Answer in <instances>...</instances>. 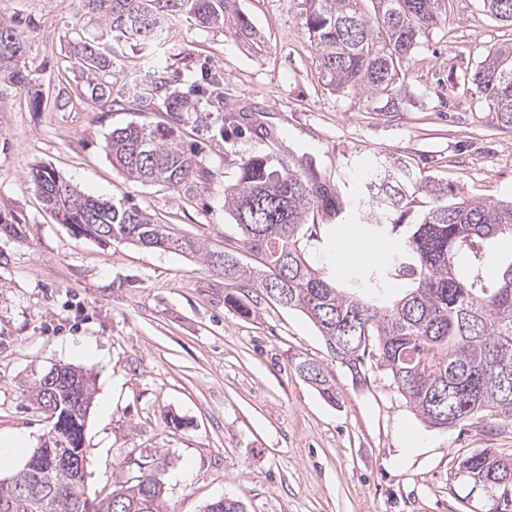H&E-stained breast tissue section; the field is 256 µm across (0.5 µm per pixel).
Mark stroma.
I'll list each match as a JSON object with an SVG mask.
<instances>
[{"mask_svg": "<svg viewBox=\"0 0 512 512\" xmlns=\"http://www.w3.org/2000/svg\"><path fill=\"white\" fill-rule=\"evenodd\" d=\"M445 5L446 21L421 34L386 98L324 84L302 0H224L220 26L179 15L149 48L126 45L104 77L68 50L77 33H100L78 0H0V22L24 32L19 63L35 76L23 88L0 74V213L15 227L0 230V433L39 447L48 422L28 387L72 364L112 403L106 415L92 406L85 426L89 496L144 464L164 468L168 512H202L223 497L247 512H512V494H488L459 471L485 448L512 454V423L430 427L383 369L353 379L301 312L261 299L240 317L224 305L237 284L203 258L74 235L28 179L34 166L53 168L81 193L136 206L220 253L237 234L224 188L239 163L284 157L351 203L339 220L315 215L318 238L305 251L346 285L351 267L329 260L346 224L368 246L398 247L370 229L367 186L384 160L490 201L512 197V128L464 81L491 47L512 42V26L482 0ZM150 59L168 91L186 97L179 135L211 174L189 191L132 181L106 153L112 129L169 119L163 105L124 99ZM101 82L122 110L99 106ZM81 339L99 358L71 351ZM301 359L331 373L335 403L296 373ZM416 434L428 447H406Z\"/></svg>", "mask_w": 512, "mask_h": 512, "instance_id": "stroma-1", "label": "stroma"}]
</instances>
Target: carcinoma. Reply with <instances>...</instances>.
<instances>
[{
	"label": "carcinoma",
	"mask_w": 512,
	"mask_h": 512,
	"mask_svg": "<svg viewBox=\"0 0 512 512\" xmlns=\"http://www.w3.org/2000/svg\"><path fill=\"white\" fill-rule=\"evenodd\" d=\"M105 33L73 42L71 53L88 71L106 72L131 41L160 40L166 22L189 11L204 23L224 19V0H82ZM443 0H304L305 25L326 86L338 92L389 93L408 63L422 30L438 24ZM494 19L512 24V0H483ZM24 33L0 23V72L17 84L30 72L17 67ZM468 81L490 103L496 121L512 125V42L490 50ZM166 82L135 84L129 97L149 106ZM171 121L129 124L112 130V164L143 183L186 190L209 180L210 172L182 146L174 102ZM29 177L59 223L101 242L120 240L187 255L201 253L191 238L175 237L134 207L85 196L54 170L31 169ZM370 210L376 229L402 237L390 262L360 270L372 287L384 280L408 284L391 302L362 297L321 275L300 242L313 211L334 217L344 200L315 174L284 158L252 156L224 189L225 208L239 230L224 253L206 261L241 288L260 291L281 307L306 315L323 336L336 362L352 376L373 358L418 415L439 426L445 413L457 425L477 415L512 422V262L490 286L482 273V241L512 237V198L487 201L435 180L411 181L409 165L396 158L370 182ZM250 254L259 264L243 261ZM224 305L250 315V301L234 294ZM69 377L50 388L44 378L29 396L46 413L48 439L40 453L0 483V512H164L163 473L139 467V474L98 499L85 492L86 474L60 473L45 466L58 453L86 454L84 429L93 405L92 376L69 364ZM295 371L330 402L336 388L329 371L304 359ZM459 470L495 492L512 481V457L484 448L459 462ZM207 512H244L239 501L220 499Z\"/></svg>",
	"instance_id": "carcinoma-1"
}]
</instances>
